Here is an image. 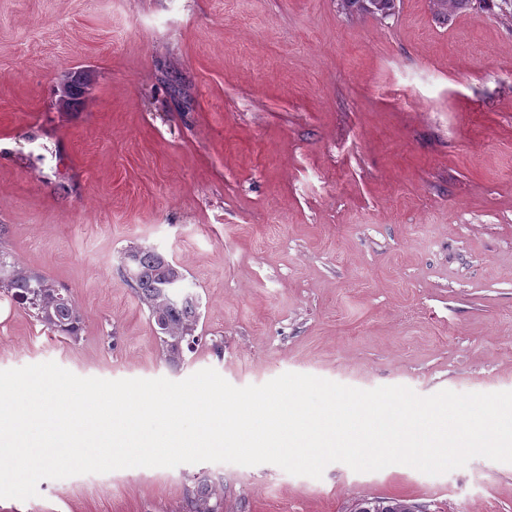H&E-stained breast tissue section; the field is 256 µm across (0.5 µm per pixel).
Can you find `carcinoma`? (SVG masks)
I'll return each instance as SVG.
<instances>
[{"label":"carcinoma","mask_w":512,"mask_h":512,"mask_svg":"<svg viewBox=\"0 0 512 512\" xmlns=\"http://www.w3.org/2000/svg\"><path fill=\"white\" fill-rule=\"evenodd\" d=\"M435 16L444 20L468 8L473 0H432ZM339 8L345 14L365 12L385 19L395 9V0H342ZM162 253L144 249L136 255V277L126 282L134 289L144 304L151 320L161 314L166 326L157 328L163 354H168L169 342L179 346L178 356L184 350L192 351L199 344L194 335L199 319L196 298L187 292L186 279H181L177 288L178 298L169 296L168 286L162 272ZM9 252L0 249V272L8 277L0 280V293L21 305L32 317L52 332L79 339L83 330L84 314L70 293L39 271L29 269L15 261L8 260ZM63 295L68 304L58 303L57 295ZM214 490L206 483H198L187 499L186 512H219V504L211 503ZM405 502L397 498H356L351 512H397Z\"/></svg>","instance_id":"obj_1"}]
</instances>
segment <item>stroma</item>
Masks as SVG:
<instances>
[{"label": "stroma", "mask_w": 512, "mask_h": 512, "mask_svg": "<svg viewBox=\"0 0 512 512\" xmlns=\"http://www.w3.org/2000/svg\"><path fill=\"white\" fill-rule=\"evenodd\" d=\"M0 0V224L79 340L0 300V370L236 387L286 372L421 396L512 391V25L430 0ZM89 75L59 105L66 76ZM180 264L204 344L167 366L121 258ZM512 512V463L321 478L203 462L45 479L0 512ZM339 8L346 15L354 12H365L374 17L385 19L395 9L394 0H339ZM214 490L207 483L199 482L196 489L192 491L187 499V512H218L220 507L217 502L211 503ZM354 502L350 512H408L395 510L406 504L397 498H356Z\"/></svg>", "instance_id": "obj_1"}]
</instances>
